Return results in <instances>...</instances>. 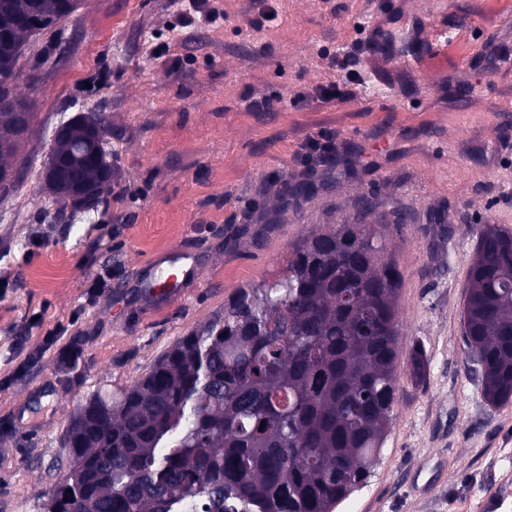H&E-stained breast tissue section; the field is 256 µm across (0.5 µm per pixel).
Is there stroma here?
<instances>
[{"label":"stroma","mask_w":512,"mask_h":512,"mask_svg":"<svg viewBox=\"0 0 512 512\" xmlns=\"http://www.w3.org/2000/svg\"><path fill=\"white\" fill-rule=\"evenodd\" d=\"M447 2L448 45L426 67L449 81L369 56L343 103L292 99L334 79L320 51L354 52L361 27L426 24L427 0H277L259 30L252 0H219L223 19L186 27L182 0H80L59 37L31 38L9 90L31 104L33 129L14 189L0 193V512H44L69 469L61 439L80 403L133 385L238 288L281 272L293 244L356 217L366 194L403 274L398 399L367 484L338 512H512V403L482 398L462 336L479 227L512 229V152L498 147L512 112L494 109L512 100V69L480 62L512 0ZM99 72L105 82L89 88ZM261 97L273 110L249 109ZM79 113L110 122L115 177L94 212L52 203L41 176L55 127ZM324 129L360 159L350 176L333 160L297 161ZM302 181L317 191L297 201ZM398 210L412 222L395 224ZM183 250L198 278L152 296L144 278ZM107 265L104 293L89 298ZM53 329L75 363L44 352Z\"/></svg>","instance_id":"1"}]
</instances>
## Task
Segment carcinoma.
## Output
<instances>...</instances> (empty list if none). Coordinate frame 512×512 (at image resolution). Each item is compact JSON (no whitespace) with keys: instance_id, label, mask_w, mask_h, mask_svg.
Wrapping results in <instances>:
<instances>
[{"instance_id":"1","label":"carcinoma","mask_w":512,"mask_h":512,"mask_svg":"<svg viewBox=\"0 0 512 512\" xmlns=\"http://www.w3.org/2000/svg\"><path fill=\"white\" fill-rule=\"evenodd\" d=\"M78 0H0V90L30 39ZM44 164L52 202L94 209L52 175L113 169L96 114L66 123ZM28 137L0 110V143ZM387 224H330L294 245L283 274L239 288L129 388L97 392L65 434L71 468L46 512H337L370 476L398 396L402 273ZM463 312L466 358L494 407L512 402V230L481 228ZM72 493H67V490Z\"/></svg>"}]
</instances>
